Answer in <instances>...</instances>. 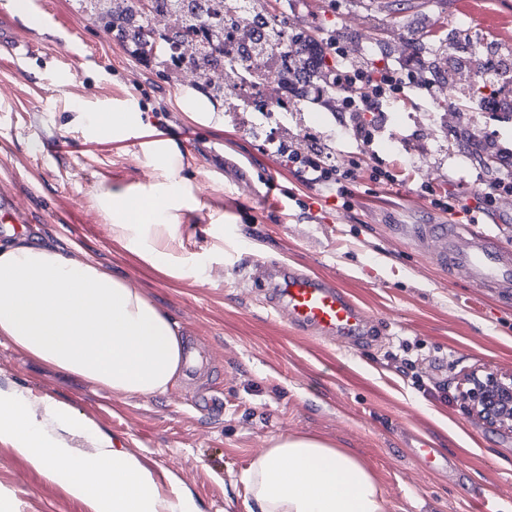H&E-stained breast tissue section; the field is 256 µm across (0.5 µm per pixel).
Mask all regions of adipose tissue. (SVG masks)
<instances>
[{"label": "adipose tissue", "instance_id": "obj_1", "mask_svg": "<svg viewBox=\"0 0 512 512\" xmlns=\"http://www.w3.org/2000/svg\"><path fill=\"white\" fill-rule=\"evenodd\" d=\"M143 151L157 171L151 182L101 191L112 239L167 278L200 276L207 262L183 247L184 218L201 203L171 164L178 147L156 140ZM0 336L123 395L165 393L186 361L175 321L125 277L22 235L0 242ZM65 431L94 433L67 406L0 393V441L46 475H63L69 493L93 512H200L179 489L163 494L150 470L114 441L79 456L62 439ZM241 481L245 512H385L368 462L314 435L272 438Z\"/></svg>", "mask_w": 512, "mask_h": 512}]
</instances>
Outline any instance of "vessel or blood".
<instances>
[{
  "instance_id": "b4317fda",
  "label": "vessel or blood",
  "mask_w": 512,
  "mask_h": 512,
  "mask_svg": "<svg viewBox=\"0 0 512 512\" xmlns=\"http://www.w3.org/2000/svg\"><path fill=\"white\" fill-rule=\"evenodd\" d=\"M431 231L444 242L440 260L449 271L465 273L479 288H512L511 247L460 224H435ZM252 268L254 280L269 289V305L298 331L355 344L372 336L373 320L335 281L259 259Z\"/></svg>"
}]
</instances>
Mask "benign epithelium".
<instances>
[{"label":"benign epithelium","instance_id":"obj_1","mask_svg":"<svg viewBox=\"0 0 512 512\" xmlns=\"http://www.w3.org/2000/svg\"><path fill=\"white\" fill-rule=\"evenodd\" d=\"M462 399L470 418L489 428L512 432V374L474 371L465 379Z\"/></svg>","mask_w":512,"mask_h":512}]
</instances>
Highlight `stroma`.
<instances>
[{
  "label": "stroma",
  "mask_w": 512,
  "mask_h": 512,
  "mask_svg": "<svg viewBox=\"0 0 512 512\" xmlns=\"http://www.w3.org/2000/svg\"><path fill=\"white\" fill-rule=\"evenodd\" d=\"M298 28L343 46L368 36L362 65L414 62L424 87L382 112L289 113L287 128L228 112L220 125L190 121L176 104L194 78H165L97 28L81 0H29L26 16L0 5V31L29 47L24 60L0 46V195H10L21 231L78 261L128 279L179 326L192 367L161 395L116 396L27 357L0 336V390L68 406L137 457L160 483L202 512H244L243 472L271 437H323L370 463L385 512H476L495 496L512 512V433L468 417L465 373L512 372V291L478 288L448 274L440 244L417 225L448 220L435 197H467L512 176V85L494 83L498 109L448 106V74L471 57L512 67V0H266ZM470 42L455 39L461 20ZM165 111H155L156 102ZM137 105L144 124L124 140L94 135L90 119ZM371 145H363L361 132ZM177 144L179 175L202 204L187 216L184 252L222 242L206 279L170 280L123 250L98 201L100 189L145 184L155 171L142 143ZM327 150L355 162L349 207L306 186L276 153ZM499 151L495 167L484 149ZM390 167L395 184L372 178ZM286 263L334 280L377 323L364 346L295 332L251 278V260ZM430 441L433 466L418 462L415 436ZM0 491L18 512H93L63 478L34 469L0 442Z\"/></svg>",
  "instance_id": "35a3bbf8"
}]
</instances>
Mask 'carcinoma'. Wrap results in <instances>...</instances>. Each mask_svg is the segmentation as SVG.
<instances>
[{
  "mask_svg": "<svg viewBox=\"0 0 512 512\" xmlns=\"http://www.w3.org/2000/svg\"><path fill=\"white\" fill-rule=\"evenodd\" d=\"M94 24L115 40L127 45L131 52L144 62L153 63L168 76L174 75L176 64L188 57L194 65L199 87L216 100L224 102L228 109L232 103L224 92V83L215 75L212 64L215 54L221 52L224 33L233 28L235 18L241 13V0H149L144 11L126 0L125 5L114 9L86 0ZM251 8L265 27V37L251 44V52L257 56L274 51L282 58L304 51L313 40L310 30L289 35L277 24L276 16L265 8L262 0H252ZM176 17V27L157 30L152 17L158 11ZM289 75L290 90L308 106L329 108L345 94H355L354 87L336 86V70L328 65L312 69L285 67ZM487 81L480 78L468 92L469 103L459 108L461 112H474L486 99Z\"/></svg>",
  "mask_w": 512,
  "mask_h": 512,
  "instance_id": "carcinoma-1",
  "label": "carcinoma"
}]
</instances>
